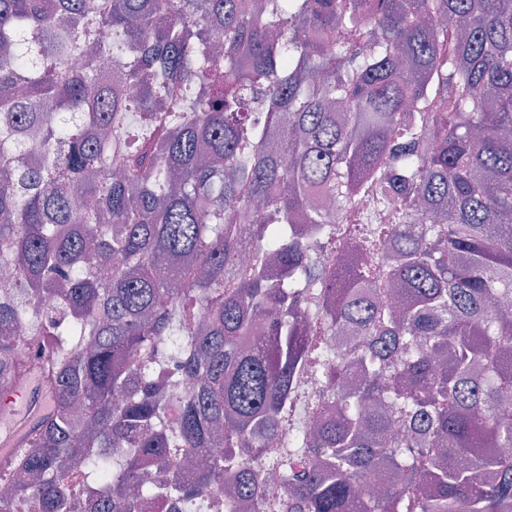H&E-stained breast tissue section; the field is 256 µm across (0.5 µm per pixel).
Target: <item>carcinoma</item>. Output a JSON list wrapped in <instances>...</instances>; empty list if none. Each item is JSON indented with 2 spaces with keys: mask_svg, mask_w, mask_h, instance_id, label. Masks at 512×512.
Instances as JSON below:
<instances>
[{
  "mask_svg": "<svg viewBox=\"0 0 512 512\" xmlns=\"http://www.w3.org/2000/svg\"><path fill=\"white\" fill-rule=\"evenodd\" d=\"M0 265V512H512V0H0ZM18 404V405H17ZM49 398L43 391L41 378L36 373L15 383L1 398V415L8 424L0 432V454L7 460L9 454L20 451L23 436L36 421L47 414Z\"/></svg>",
  "mask_w": 512,
  "mask_h": 512,
  "instance_id": "carcinoma-1",
  "label": "carcinoma"
}]
</instances>
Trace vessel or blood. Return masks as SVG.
Wrapping results in <instances>:
<instances>
[{
    "label": "vessel or blood",
    "instance_id": "1",
    "mask_svg": "<svg viewBox=\"0 0 512 512\" xmlns=\"http://www.w3.org/2000/svg\"><path fill=\"white\" fill-rule=\"evenodd\" d=\"M48 408V395L36 374L24 377L0 396V417L8 424L7 430L0 432V454L18 452L23 436L46 415Z\"/></svg>",
    "mask_w": 512,
    "mask_h": 512
}]
</instances>
